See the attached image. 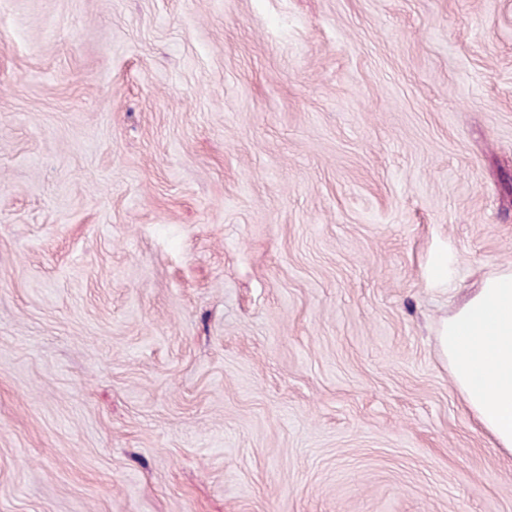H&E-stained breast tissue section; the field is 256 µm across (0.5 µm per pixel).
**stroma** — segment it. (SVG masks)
<instances>
[{
    "mask_svg": "<svg viewBox=\"0 0 512 512\" xmlns=\"http://www.w3.org/2000/svg\"><path fill=\"white\" fill-rule=\"evenodd\" d=\"M506 266L512 0H0V512H512ZM436 336L468 410L497 448L512 455V268L482 279L441 320Z\"/></svg>",
    "mask_w": 512,
    "mask_h": 512,
    "instance_id": "1",
    "label": "stroma"
}]
</instances>
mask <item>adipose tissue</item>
Returning a JSON list of instances; mask_svg holds the SVG:
<instances>
[{"label": "adipose tissue", "mask_w": 512, "mask_h": 512, "mask_svg": "<svg viewBox=\"0 0 512 512\" xmlns=\"http://www.w3.org/2000/svg\"><path fill=\"white\" fill-rule=\"evenodd\" d=\"M436 334L468 410L512 454V268L482 279Z\"/></svg>", "instance_id": "ef3b65f1"}]
</instances>
